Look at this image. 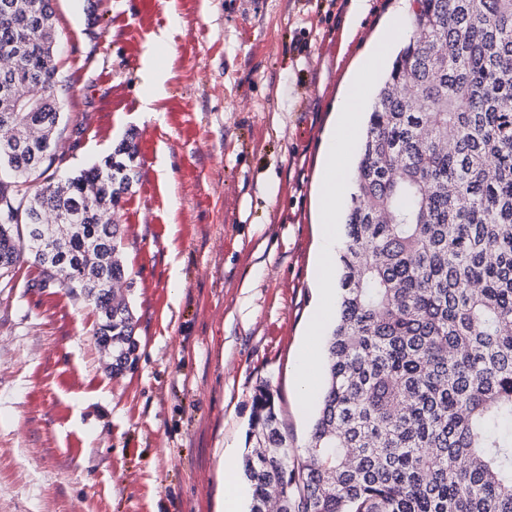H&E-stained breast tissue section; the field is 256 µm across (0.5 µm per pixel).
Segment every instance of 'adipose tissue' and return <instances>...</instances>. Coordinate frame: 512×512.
<instances>
[{
  "mask_svg": "<svg viewBox=\"0 0 512 512\" xmlns=\"http://www.w3.org/2000/svg\"><path fill=\"white\" fill-rule=\"evenodd\" d=\"M405 15V10H398L393 25L388 28L384 39L378 42L374 55L370 57L359 74L351 89L349 99H346L342 104L337 127V139L327 154L328 160L334 161L336 167L329 176L324 177L320 185L322 232L319 252L323 274L318 287L320 289L319 310L323 313L329 309L334 291L333 279L329 275L328 269L331 265H334L336 258V212L349 188L347 170L344 165L338 164L337 159L348 154L354 146V132L358 122L357 101L359 94L372 78L380 58L387 51L389 41L400 36Z\"/></svg>",
  "mask_w": 512,
  "mask_h": 512,
  "instance_id": "adipose-tissue-1",
  "label": "adipose tissue"
}]
</instances>
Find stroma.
<instances>
[{
	"label": "stroma",
	"instance_id": "1",
	"mask_svg": "<svg viewBox=\"0 0 512 512\" xmlns=\"http://www.w3.org/2000/svg\"><path fill=\"white\" fill-rule=\"evenodd\" d=\"M264 2L53 0L69 80L57 176L127 135L139 146L117 213L139 349L111 376L88 301L17 266L0 296V512H219L220 459L243 457L262 381L303 455L316 410L293 367L317 301L324 151L399 0H371L352 38L354 0ZM169 29L165 92L148 107L143 54Z\"/></svg>",
	"mask_w": 512,
	"mask_h": 512
}]
</instances>
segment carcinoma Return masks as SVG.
Instances as JSON below:
<instances>
[{
  "mask_svg": "<svg viewBox=\"0 0 512 512\" xmlns=\"http://www.w3.org/2000/svg\"><path fill=\"white\" fill-rule=\"evenodd\" d=\"M412 36L377 90L344 217L339 315L304 455L255 388L242 472L250 512H512V0H413ZM52 0H0V288L24 257L98 313L112 375L136 362L116 214L138 175L121 141L51 172L66 86ZM43 179L29 191V178ZM67 222L34 252L48 213Z\"/></svg>",
  "mask_w": 512,
  "mask_h": 512,
  "instance_id": "obj_1",
  "label": "carcinoma"
}]
</instances>
